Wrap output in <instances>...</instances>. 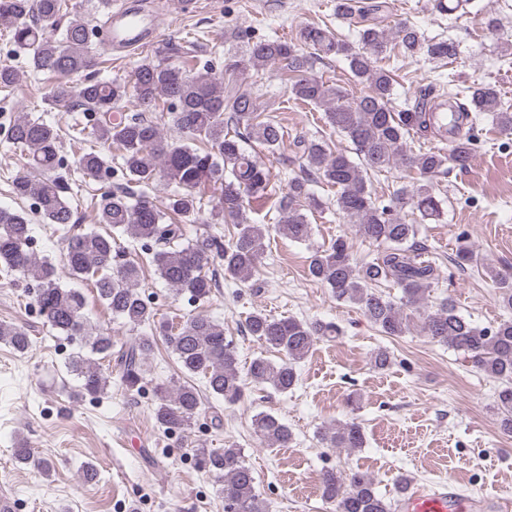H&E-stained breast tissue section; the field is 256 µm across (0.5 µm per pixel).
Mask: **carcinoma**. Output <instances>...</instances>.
<instances>
[{
	"mask_svg": "<svg viewBox=\"0 0 512 512\" xmlns=\"http://www.w3.org/2000/svg\"><path fill=\"white\" fill-rule=\"evenodd\" d=\"M388 14L385 0L367 5L336 0L338 19L361 24L355 44L328 27L306 24L289 42L257 38L240 54L228 50L223 66L217 68L210 60L200 62L196 45L186 40L156 47L128 80L101 81L97 74L102 61L92 51L96 31L70 10L69 0H0V21L10 25L13 46L26 52L34 69L58 77L54 104L84 110L85 122L71 136L75 169L93 179L100 174L112 180L101 193L95 214V223L105 226V232L73 231L74 210L66 196L71 186L62 174L69 163L60 154V129L24 112L6 126L5 139L20 152L27 168L13 181L14 195L33 202L34 214L63 232V273L91 283L112 317L130 332L121 339L107 329L93 330L83 294L65 287L56 267L29 250L31 218L0 208L4 271L27 281L40 315L55 333L89 349V354H76L66 366L76 380L73 398L98 400L105 395L112 379L104 371L105 361L114 363L122 389L140 392L158 332L167 337L185 377H201L206 390L228 404L241 398L247 380L281 393L293 389L296 365L308 357L317 339L339 335L332 322L278 318L255 310L245 319L247 332L282 358L274 363L260 355L243 370L236 347L216 320L201 312L177 323L160 319L137 292L140 267L121 250L119 234L151 247L159 278L194 303L212 296L210 268L216 265L224 278L241 284L257 278L272 230L252 222L248 213L270 202L273 179L272 167L256 159L257 148L275 155L287 146L307 171L305 177L290 178L273 203L279 213L274 231L291 241L310 238L308 214L326 207L310 189L315 181L336 189V213L343 222L382 248L373 260L358 264L346 237L338 236L312 252L310 278L329 288L337 300L359 306L384 335L410 332L411 319L404 308L426 303L438 280L437 267L419 260L424 246L418 240L421 224L444 216L435 179L450 166L461 171L470 166L473 124L479 116L489 115L502 135L511 136L512 108L491 85L474 86L461 97L433 84L413 105L395 109L394 74L382 62L424 55L446 64L457 57L458 45L450 39H428L406 21L389 26L384 23ZM328 57L347 62L351 78L363 86L360 93L313 73L315 62ZM267 72L279 77L294 100L323 109L325 124L352 143L356 158L332 152L320 138L298 136L285 142L281 125L260 106L258 78ZM18 79L16 69L1 66L0 92L9 96ZM132 100L147 106L163 101L168 125L183 139H165L159 122L144 112L126 114ZM412 133L445 140L447 147L413 153L406 144ZM95 140L117 152L118 167L106 165L92 146ZM399 164L416 178L383 201L373 190L370 174ZM158 180L176 185L162 208L149 196ZM208 188L213 189L208 196L212 216L235 228L229 237L218 229L190 236L189 225ZM407 208L408 217L403 215ZM489 273L501 289V307L511 317L492 329L481 328L446 298L423 315L421 332L462 353L474 368L502 383L496 396L500 428L512 433V279L493 269ZM383 282L400 289V302L375 289ZM0 342L19 352L32 347L26 329L15 324L0 323ZM155 397L153 415L164 433L186 432L205 413L201 390L188 381L158 385ZM254 432L263 448H286L293 440L288 426L267 413L256 415ZM322 440L327 447L350 454L364 447L365 434L351 419L325 428ZM195 460L199 471L220 483L224 512H269L238 445H202ZM320 490L332 512H395L396 503L379 494L374 478L360 470L325 469Z\"/></svg>",
	"mask_w": 512,
	"mask_h": 512,
	"instance_id": "1",
	"label": "carcinoma"
}]
</instances>
